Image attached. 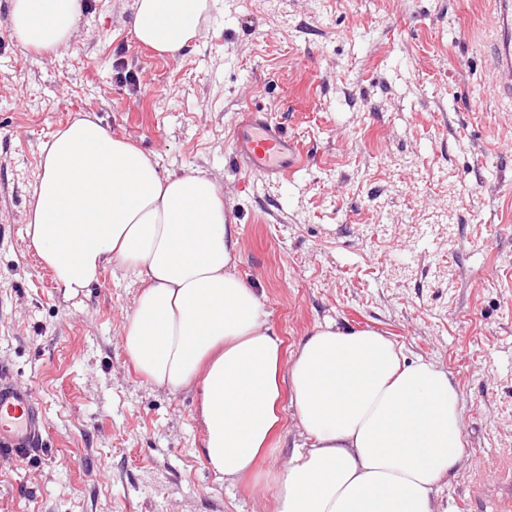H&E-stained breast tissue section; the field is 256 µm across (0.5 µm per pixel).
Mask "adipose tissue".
I'll return each instance as SVG.
<instances>
[{"label":"adipose tissue","mask_w":512,"mask_h":512,"mask_svg":"<svg viewBox=\"0 0 512 512\" xmlns=\"http://www.w3.org/2000/svg\"><path fill=\"white\" fill-rule=\"evenodd\" d=\"M136 39L174 57L196 39L210 0H134ZM83 0H7L12 34L39 55L68 48ZM31 243L64 295L112 264L140 286L122 330L152 384L195 390L203 455L218 478L267 479L273 512H434L438 483L466 454L459 392L447 372L407 360L373 329L315 326L283 359L214 179L161 176L98 119L75 118L42 150L27 216ZM301 441L286 471L260 474L282 431V397Z\"/></svg>","instance_id":"ef3b65f1"}]
</instances>
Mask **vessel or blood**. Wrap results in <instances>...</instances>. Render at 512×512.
I'll list each match as a JSON object with an SVG mask.
<instances>
[{"instance_id": "obj_1", "label": "vessel or blood", "mask_w": 512, "mask_h": 512, "mask_svg": "<svg viewBox=\"0 0 512 512\" xmlns=\"http://www.w3.org/2000/svg\"><path fill=\"white\" fill-rule=\"evenodd\" d=\"M493 36L488 56L497 75L495 91L512 102V0H493ZM232 157L249 173L270 178L291 177L307 164L297 141L264 112L244 111L235 125ZM45 418L31 388L0 372V448L21 457L39 447ZM468 512H512V471L470 485Z\"/></svg>"}]
</instances>
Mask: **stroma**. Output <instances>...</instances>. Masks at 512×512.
Here are the masks:
<instances>
[{
	"mask_svg": "<svg viewBox=\"0 0 512 512\" xmlns=\"http://www.w3.org/2000/svg\"><path fill=\"white\" fill-rule=\"evenodd\" d=\"M490 2L211 0L195 41L163 58L136 39L133 0H85L70 47L47 56L12 37L0 0V365L45 417L36 453L0 455V512L273 510L265 482L206 466L197 392L134 370L126 270L67 297L30 243L43 146L80 114L161 175L217 181L236 270L287 352L331 320L448 373L467 453L434 512H462L464 487L512 452V105L492 92ZM249 108L299 142L302 172L232 166Z\"/></svg>",
	"mask_w": 512,
	"mask_h": 512,
	"instance_id": "1",
	"label": "stroma"
}]
</instances>
